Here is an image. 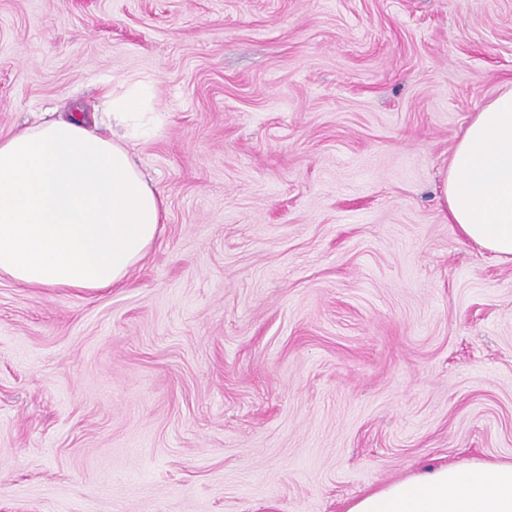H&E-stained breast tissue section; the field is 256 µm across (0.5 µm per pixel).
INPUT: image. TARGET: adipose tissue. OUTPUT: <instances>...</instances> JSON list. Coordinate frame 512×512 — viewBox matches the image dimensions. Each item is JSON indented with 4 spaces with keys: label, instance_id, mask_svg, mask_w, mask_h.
Returning <instances> with one entry per match:
<instances>
[{
    "label": "adipose tissue",
    "instance_id": "adipose-tissue-1",
    "mask_svg": "<svg viewBox=\"0 0 512 512\" xmlns=\"http://www.w3.org/2000/svg\"><path fill=\"white\" fill-rule=\"evenodd\" d=\"M110 95L118 136L79 115L0 136V278L28 288L96 290L122 283L155 242L166 203L132 159L153 121L149 79ZM450 223L512 258V87L475 113L443 186ZM344 512H512V461L430 465L350 499Z\"/></svg>",
    "mask_w": 512,
    "mask_h": 512
}]
</instances>
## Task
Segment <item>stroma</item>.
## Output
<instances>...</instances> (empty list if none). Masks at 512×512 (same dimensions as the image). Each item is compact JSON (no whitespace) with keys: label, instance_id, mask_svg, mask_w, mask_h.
Here are the masks:
<instances>
[{"label":"stroma","instance_id":"obj_1","mask_svg":"<svg viewBox=\"0 0 512 512\" xmlns=\"http://www.w3.org/2000/svg\"><path fill=\"white\" fill-rule=\"evenodd\" d=\"M149 75L122 285L0 280V512H343L512 460V260L442 186L512 0H0V134Z\"/></svg>","mask_w":512,"mask_h":512}]
</instances>
